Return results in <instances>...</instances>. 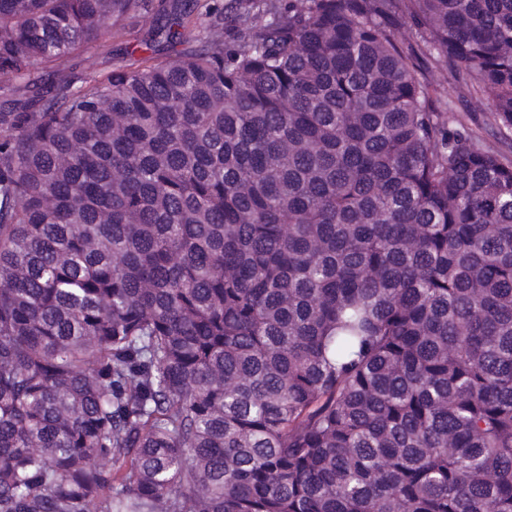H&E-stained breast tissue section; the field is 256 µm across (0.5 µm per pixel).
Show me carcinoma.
I'll use <instances>...</instances> for the list:
<instances>
[{
    "label": "carcinoma",
    "mask_w": 512,
    "mask_h": 512,
    "mask_svg": "<svg viewBox=\"0 0 512 512\" xmlns=\"http://www.w3.org/2000/svg\"><path fill=\"white\" fill-rule=\"evenodd\" d=\"M0 0V512H512V0ZM150 33L149 23L126 21L124 28L112 32L87 48L77 50L60 69L69 76L75 85L90 71L106 74L115 65L137 69L142 59L151 54L145 50L144 42ZM189 30H195L193 28H188L185 30L184 37L182 38H174L173 40L166 41L164 38L159 39V42L154 43V56L167 60V61H173L178 58L179 53L186 47L189 46V44L186 42L189 39ZM469 127L479 136H482L485 144L501 151L512 159V137H502L499 132L492 131L485 125L484 115L481 111L471 109L467 119Z\"/></svg>",
    "instance_id": "obj_1"
}]
</instances>
